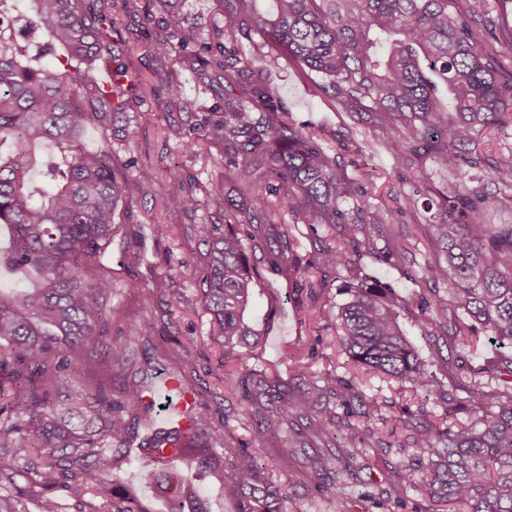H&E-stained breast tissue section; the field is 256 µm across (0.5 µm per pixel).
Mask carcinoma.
Listing matches in <instances>:
<instances>
[{"label": "carcinoma", "instance_id": "1", "mask_svg": "<svg viewBox=\"0 0 512 512\" xmlns=\"http://www.w3.org/2000/svg\"><path fill=\"white\" fill-rule=\"evenodd\" d=\"M0 0V15L15 17L0 25V224L10 231L0 249V268L33 272V288H0V448L39 454L37 512H56L47 491L59 477L76 489L105 493L101 476L112 457L91 454L65 429L50 424L51 388L82 373L80 351L102 343L93 321L101 315L100 299L111 282L85 279L87 260L112 243L115 216L130 173L109 153H88L78 146L80 133L106 130L126 109L131 81L128 70L112 65V41L102 26L106 10L128 11L131 0ZM183 0H148L143 21L158 20L167 30L163 49L178 65L224 81V105L202 118L185 101L183 147L224 149V167L238 181L224 195V223L194 225V234L209 246L202 301L219 328L224 353V390L235 397L253 421L252 443L266 445L296 426V442L314 449L288 464L285 472L302 473L325 497L332 512H348L346 488L356 476L355 462L366 448L383 447L375 431L360 426L375 403L355 380L333 371L315 373L303 363L306 354H287L294 374L284 381L251 363L263 337L244 321L256 293L255 265L247 238L249 224L275 221L268 196L288 205L296 224L344 225L354 252L371 248L367 229L392 223V214L373 211L358 182L336 169L311 132L296 128L279 111L273 91L256 72V62L275 65L285 57L301 67L314 86L338 107L374 113L377 140L397 149L399 124L412 125L419 144L410 149L456 173L448 194H440L445 218L425 225L443 244V259L428 264L425 279L448 288V306L425 316L420 328L428 336L452 341L482 326L497 352L471 369L496 382L470 391L477 420L454 421L455 407L440 424L401 421L407 440L418 450L415 471L396 472L398 481L379 489L375 504L404 512L408 491L445 502L448 512H512V224H487L488 200L470 170L479 166L467 149L492 130L512 135V77L500 70L486 43L498 34L478 24L481 0L466 10L454 0H216L220 9L210 22L223 40H200L182 33ZM258 33L274 52L256 59L236 45L237 36ZM28 39L54 55L55 65L38 64L37 54L16 55L15 41ZM111 70L105 81L98 63ZM445 88L448 104L438 92ZM271 170L278 184L261 188L256 177ZM175 211L196 207L184 183L171 177L164 185ZM355 200V207L343 203ZM349 266L346 250L325 246L307 267ZM341 304L326 299L322 314L335 322L341 350L365 373L382 374L411 384L415 390L441 392L438 357L425 360L399 323L405 303L394 290L359 273L345 286ZM80 411L100 405L113 446L129 439L139 414L166 403L146 398L139 385L128 387L120 403L96 394L71 397ZM342 409L338 415L336 409ZM224 440L220 427L190 413L184 426L158 428L147 439L153 450H209ZM59 448H69L71 466L61 471ZM224 493L238 512H279L280 489L267 476L265 459L253 448L224 456ZM170 512L193 496L187 480L170 488ZM112 512H148L132 492L112 494Z\"/></svg>", "mask_w": 512, "mask_h": 512}]
</instances>
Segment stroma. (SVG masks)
I'll return each instance as SVG.
<instances>
[{
	"instance_id": "35a3bbf8",
	"label": "stroma",
	"mask_w": 512,
	"mask_h": 512,
	"mask_svg": "<svg viewBox=\"0 0 512 512\" xmlns=\"http://www.w3.org/2000/svg\"><path fill=\"white\" fill-rule=\"evenodd\" d=\"M158 24H144L141 16H119L111 35L119 48L120 60L138 76L139 83L129 97L127 112L118 114L107 130L86 129L79 144L84 151H110L117 164L130 167L131 178L123 188L116 222L118 230L106 251L89 269L90 277L106 276L112 283L103 298L105 315L96 324L103 337L100 345L89 348L83 360V376L71 387L55 391L50 419L65 426L76 441H91L95 450L112 451L111 439L97 411L92 408L75 413L70 409L71 391L104 389L114 399L140 384L151 396L162 394L165 380L175 381L192 398L193 411L212 425L224 428V440L216 453L236 448L250 438V422L239 403L225 404L224 384L220 379L222 348L216 341L217 328L200 301L201 278L207 269L209 247L195 239V224L209 220L222 222L227 182L224 154L219 148L187 153L176 124L179 99L194 101L197 111L212 112L224 104V89L206 85L197 75L180 70V98L168 92L166 73L171 62L166 58ZM277 102L289 114L291 123L311 130L321 147L334 156L349 177L359 179L368 199L379 211H390L394 221L380 227L372 251L361 256L358 266L381 284L394 288L408 308L399 320L422 356L455 351L471 365L481 364L493 349L484 330H477L467 342L448 348L444 337L422 335L417 327L422 299H447V289L431 290L423 279L428 261L438 247L423 230L424 225L440 220V208L423 210L410 204L413 195L437 199L448 189V171L432 158L396 163L392 154L373 137L371 115L367 112L337 110L335 103L319 93L304 71L281 61L265 74ZM512 147V138L491 134L480 144L483 159L481 174L489 198L486 210L491 224H512V207L501 201V182L494 178L492 163L497 153ZM179 172L187 192L197 203L196 211L183 213L167 208L162 185L172 172ZM152 193H144V186ZM406 238L410 250L403 259H387V242L393 236ZM288 237L294 254L308 261L320 245L339 248L346 242L340 229L327 225L311 230L293 223L285 210H278L276 221L256 233L250 243L255 254L261 292L246 313L250 326L261 330L266 341L256 365L289 377L286 350L302 347L311 351V368L332 370L337 376L354 378L366 396L378 406L373 426L394 425L405 411L422 410L425 419L436 422L445 406L437 394L413 391L383 375L351 371L342 353L335 326L311 308L309 284L316 272L285 274L277 271L272 259L276 241ZM139 337H132V328ZM127 348V359L117 364L105 353L106 345ZM162 412L141 416L136 433L123 452L113 453L115 465L105 480L115 490H135L148 512H170L169 499L157 490L142 485L139 473L147 464L139 448L156 428L164 426ZM414 454L405 432L389 440L387 452L367 449L359 458L360 478L351 483L348 494L353 512H381L367 491L387 483L394 472ZM40 459L36 454L18 456L11 475L0 478V497L16 512H35L28 495L37 478ZM177 473L192 478L198 497L182 507V512H237L235 502L224 495V465L201 468L196 457L175 461ZM274 482L284 485L287 497L283 512H330L328 501L306 490L300 474L273 470Z\"/></svg>"
}]
</instances>
